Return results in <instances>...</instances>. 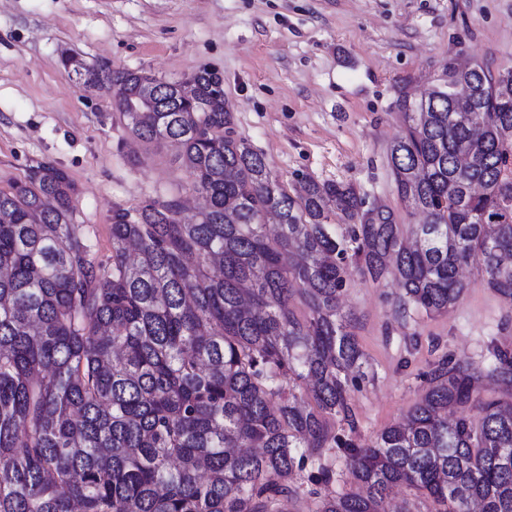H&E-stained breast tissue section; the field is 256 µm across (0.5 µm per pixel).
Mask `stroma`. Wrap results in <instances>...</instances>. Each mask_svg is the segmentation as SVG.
<instances>
[{
  "label": "stroma",
  "mask_w": 512,
  "mask_h": 512,
  "mask_svg": "<svg viewBox=\"0 0 512 512\" xmlns=\"http://www.w3.org/2000/svg\"><path fill=\"white\" fill-rule=\"evenodd\" d=\"M65 54L168 80L210 69L237 135L287 188L348 182L365 207L416 224L388 163L397 101L452 58L512 69V0H0V190L37 164L62 167L73 221L105 265L114 210L201 197L179 148L130 138L111 92L77 84ZM398 294L393 280L356 276L342 297L371 374L351 394L355 427L332 431L359 444L403 419L441 357L484 370L489 343L512 349V307L480 280L441 316L397 318Z\"/></svg>",
  "instance_id": "35a3bbf8"
}]
</instances>
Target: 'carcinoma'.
Listing matches in <instances>:
<instances>
[{"label":"carcinoma","instance_id":"obj_1","mask_svg":"<svg viewBox=\"0 0 512 512\" xmlns=\"http://www.w3.org/2000/svg\"><path fill=\"white\" fill-rule=\"evenodd\" d=\"M112 93L130 137L181 145L207 205L114 211L103 266L62 168L0 190V512H294L308 463L314 512H380L399 487L434 512H512V399L490 396L512 391L507 348L488 346L484 373L441 358L370 443L331 432L355 427L350 393L368 378L342 309L353 272L397 281L403 318L448 311L469 266L512 306V79L450 59L426 101L399 100L391 175L426 215L409 227L347 183L288 192L209 69L173 93L114 69ZM333 448L350 492L332 489Z\"/></svg>","mask_w":512,"mask_h":512}]
</instances>
